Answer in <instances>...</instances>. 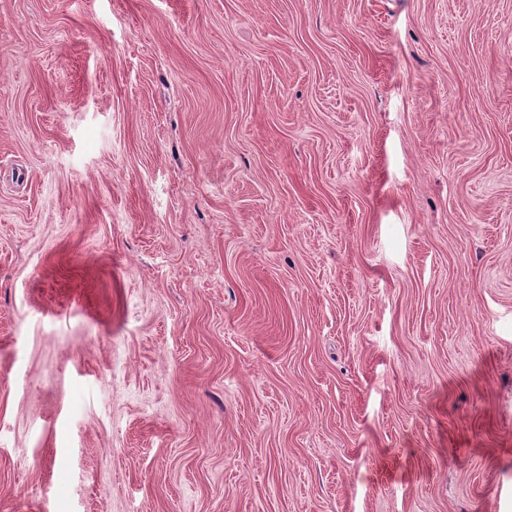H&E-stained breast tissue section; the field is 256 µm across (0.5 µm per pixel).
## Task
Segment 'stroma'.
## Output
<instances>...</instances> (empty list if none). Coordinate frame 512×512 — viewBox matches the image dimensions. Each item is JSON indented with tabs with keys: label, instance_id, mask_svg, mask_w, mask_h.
Masks as SVG:
<instances>
[{
	"label": "stroma",
	"instance_id": "35a3bbf8",
	"mask_svg": "<svg viewBox=\"0 0 512 512\" xmlns=\"http://www.w3.org/2000/svg\"><path fill=\"white\" fill-rule=\"evenodd\" d=\"M0 512H512V0H0Z\"/></svg>",
	"mask_w": 512,
	"mask_h": 512
}]
</instances>
